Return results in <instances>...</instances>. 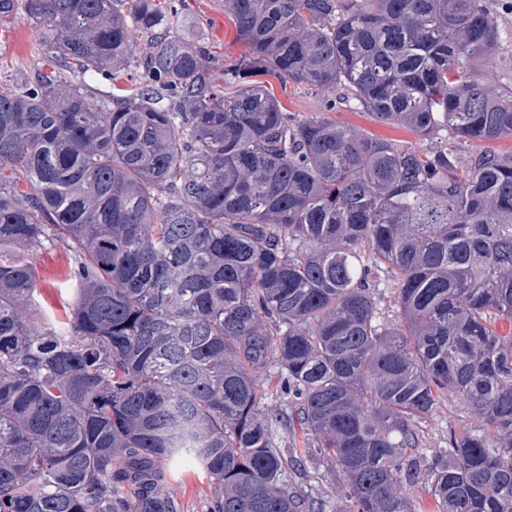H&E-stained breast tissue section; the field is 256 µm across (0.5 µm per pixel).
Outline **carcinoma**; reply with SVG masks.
Returning <instances> with one entry per match:
<instances>
[{
    "label": "carcinoma",
    "mask_w": 512,
    "mask_h": 512,
    "mask_svg": "<svg viewBox=\"0 0 512 512\" xmlns=\"http://www.w3.org/2000/svg\"><path fill=\"white\" fill-rule=\"evenodd\" d=\"M180 2L0 0L65 63L0 85V512H178V460L207 512H327L290 486L283 427L332 463L333 512H416L401 478L450 395L473 423L429 463L434 512H512V157L463 153L512 138V90L479 79L488 0H225L247 55L216 74L173 35ZM259 75L426 146L294 119ZM52 246L65 321L28 259ZM274 372L289 408L263 410ZM31 261L37 270L39 302L57 318H63L62 306L73 301L68 255L61 248H39L31 253ZM165 491L178 504V512H207L211 485L202 470L187 466L178 467L164 486Z\"/></svg>",
    "instance_id": "1"
}]
</instances>
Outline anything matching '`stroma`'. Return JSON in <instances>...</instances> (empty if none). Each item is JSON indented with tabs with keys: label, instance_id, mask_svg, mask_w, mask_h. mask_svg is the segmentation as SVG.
<instances>
[{
	"label": "stroma",
	"instance_id": "obj_1",
	"mask_svg": "<svg viewBox=\"0 0 512 512\" xmlns=\"http://www.w3.org/2000/svg\"><path fill=\"white\" fill-rule=\"evenodd\" d=\"M494 8L504 38L493 62L482 70L481 78L497 88H512V0H496ZM181 12L183 24L179 34L207 48L208 53L203 60L205 68L216 70L218 64L234 62L246 54L247 48L237 37L224 0H184ZM45 40L44 30L21 13L0 27V81L16 83L31 80L55 67L57 61L50 54ZM264 82L293 117L305 118L326 111L332 120L350 124L370 135L407 146L420 144L413 132L376 122L355 104L342 103L335 111H327L326 104L333 97L331 91L313 90L290 82L284 84L271 75L265 76ZM31 261L37 270L39 302L55 316H62L64 306L73 301L68 255L60 248H40L32 252ZM469 421L470 415L465 407L452 399L443 401L421 425L424 458H431L447 447L449 431L459 430ZM329 470L326 461L313 457L307 460L304 470L293 473L292 480L306 488L319 486L324 498L337 507L344 500L345 489L328 479ZM164 489L177 502L178 512H207L211 485L202 470L193 466L176 468Z\"/></svg>",
	"mask_w": 512,
	"mask_h": 512
}]
</instances>
